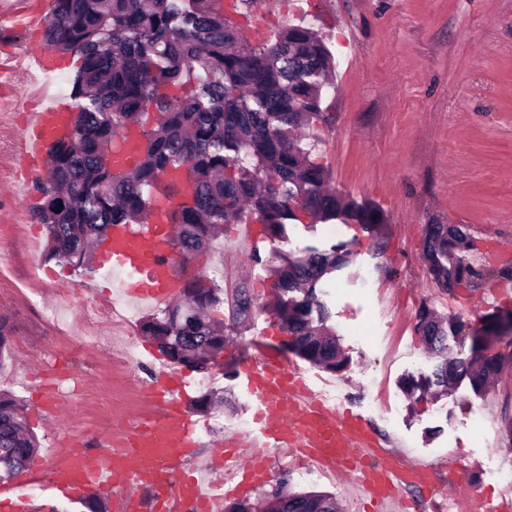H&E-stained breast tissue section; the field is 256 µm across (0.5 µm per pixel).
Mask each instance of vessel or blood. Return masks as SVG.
Instances as JSON below:
<instances>
[{"label": "vessel or blood", "instance_id": "obj_1", "mask_svg": "<svg viewBox=\"0 0 512 512\" xmlns=\"http://www.w3.org/2000/svg\"><path fill=\"white\" fill-rule=\"evenodd\" d=\"M48 16L46 0H26L20 7L12 0H0V17L17 27H44ZM32 69L48 78L56 67L47 54H32L15 45L0 53V78L9 80ZM68 110L60 99L30 113L23 156L44 153L52 138L64 131ZM149 226L143 234L123 225L113 227L112 248L105 260L130 271L127 295L164 303L180 296L183 283L172 274L166 258L170 224L156 216ZM241 377L256 412L247 440L235 441L220 459L234 468V486H225L209 464L201 476H182L181 464L196 448L207 421L183 409L182 396L191 382L178 369L166 366L149 392L146 414L133 423L114 422L96 451L76 447L52 458L54 489L73 499L93 487L114 493L118 512H142L136 488L148 480L162 490L177 487L180 502L190 512H218L225 497L268 482L264 460L269 449L297 448L331 474L354 478L363 498L383 507L402 503L408 482L419 476L422 465L378 450L363 418L338 414L301 368L261 345L244 362Z\"/></svg>", "mask_w": 512, "mask_h": 512}]
</instances>
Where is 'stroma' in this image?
<instances>
[{
	"label": "stroma",
	"mask_w": 512,
	"mask_h": 512,
	"mask_svg": "<svg viewBox=\"0 0 512 512\" xmlns=\"http://www.w3.org/2000/svg\"><path fill=\"white\" fill-rule=\"evenodd\" d=\"M252 26L278 32L291 24L315 27L336 56V72L323 108L329 126L318 127L303 144L329 170V185L383 211L387 247L377 251L355 224H320L308 231L288 228L281 242L252 244L243 225L230 224L210 251L194 262L224 290L218 312L224 321V350L211 365L207 383L199 372L188 399L220 390L226 426L202 440L186 458L183 474L195 473L218 440L235 435L236 424L255 413L238 375L253 340L270 336L283 358H291L287 336L272 309L270 267L275 252L297 254L309 246L351 245L348 264L318 290L329 310L328 325L347 358L344 370L331 372L301 361L306 376H321L337 412L362 415L388 451L427 465L430 481L448 476L451 460L466 466L465 481L492 500L512 494V364L491 386L474 392L469 381L436 385L406 394L409 377L428 376L437 361L416 331L422 306L464 324L449 336L457 358L472 355L489 316L512 311V296L495 291L494 269L477 288L447 292L438 288L422 256L426 225L467 224L479 250L512 246V0H262L250 11ZM0 87V246L9 264L0 270V323L10 338L11 362L0 369V391L25 406L42 448L65 436L88 440L101 433L110 411L136 416L146 404L130 378L115 369L111 348L89 355L67 344H52L44 317L64 290L81 288L96 298L111 296L105 268L76 270L30 252L44 244L45 230L33 217V204L11 190L24 175L14 152L16 125L4 119L10 106ZM261 262H254V255ZM53 272L58 285L42 287L33 266ZM254 305L245 319L232 314L240 288ZM98 400L78 404L82 390ZM270 481L245 494L255 503L284 489L324 492L347 507L356 496L347 481L308 477L285 451H272Z\"/></svg>",
	"instance_id": "stroma-1"
}]
</instances>
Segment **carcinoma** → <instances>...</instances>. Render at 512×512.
<instances>
[{"mask_svg": "<svg viewBox=\"0 0 512 512\" xmlns=\"http://www.w3.org/2000/svg\"><path fill=\"white\" fill-rule=\"evenodd\" d=\"M255 0H52L45 43L78 52L70 77L77 101L68 133L48 148L49 176L37 182L33 212L45 228V258L91 269L93 251L117 224H140L154 206L175 232L169 247L183 261L211 246L223 224L249 213L270 240L286 225L356 224L383 238L387 219L370 204L326 189L328 172L299 147L295 129L328 123L322 78L334 68L326 42L309 26L289 25L253 47L232 14ZM442 288L475 287L486 272L475 262L466 224H428L423 244ZM350 249L276 255L274 310L291 336L289 350L339 371L344 358L318 301L322 278L346 265ZM218 285L200 276L161 313L142 322L171 362L206 372L224 349V329L209 311L223 303ZM453 326L425 307L416 331L440 359L437 385L458 377L480 392L512 357L481 352L467 361L448 348ZM39 441L20 402L0 393V478L28 468ZM271 512H338L322 492L274 493Z\"/></svg>", "mask_w": 512, "mask_h": 512, "instance_id": "obj_1", "label": "carcinoma"}]
</instances>
